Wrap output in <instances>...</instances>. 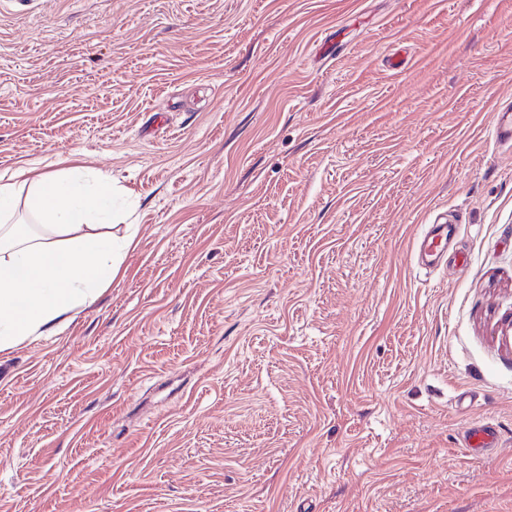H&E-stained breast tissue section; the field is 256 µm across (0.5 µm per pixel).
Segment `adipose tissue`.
Here are the masks:
<instances>
[{"label": "adipose tissue", "mask_w": 512, "mask_h": 512, "mask_svg": "<svg viewBox=\"0 0 512 512\" xmlns=\"http://www.w3.org/2000/svg\"><path fill=\"white\" fill-rule=\"evenodd\" d=\"M112 201L111 179L77 165L0 179V351L58 334L118 275L133 238L113 234Z\"/></svg>", "instance_id": "adipose-tissue-1"}]
</instances>
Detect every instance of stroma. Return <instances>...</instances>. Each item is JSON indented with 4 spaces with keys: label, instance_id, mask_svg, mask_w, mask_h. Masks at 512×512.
Listing matches in <instances>:
<instances>
[{
    "label": "stroma",
    "instance_id": "1",
    "mask_svg": "<svg viewBox=\"0 0 512 512\" xmlns=\"http://www.w3.org/2000/svg\"><path fill=\"white\" fill-rule=\"evenodd\" d=\"M509 102L512 0H0V176L137 226L0 351V512H512ZM512 110L504 108L499 110L491 127V136L500 144L512 143ZM457 232V225L448 223H434L427 225L422 233L421 246L427 256L431 259L425 266L427 268H436L439 266L438 259L440 254L448 249V242Z\"/></svg>",
    "mask_w": 512,
    "mask_h": 512
}]
</instances>
